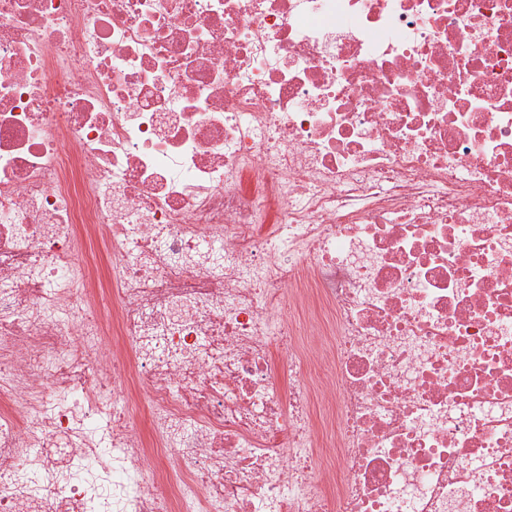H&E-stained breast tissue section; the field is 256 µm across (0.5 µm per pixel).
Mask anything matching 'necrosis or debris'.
<instances>
[{"label":"necrosis or debris","instance_id":"necrosis-or-debris-1","mask_svg":"<svg viewBox=\"0 0 512 512\" xmlns=\"http://www.w3.org/2000/svg\"><path fill=\"white\" fill-rule=\"evenodd\" d=\"M0 512H512V0H0Z\"/></svg>","mask_w":512,"mask_h":512}]
</instances>
